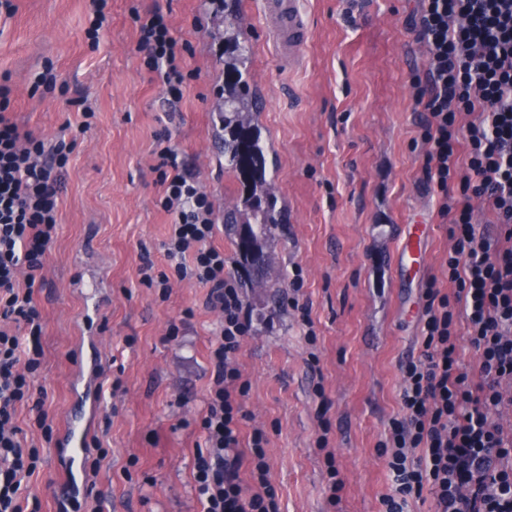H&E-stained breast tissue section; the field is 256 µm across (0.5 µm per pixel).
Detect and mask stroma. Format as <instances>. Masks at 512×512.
Instances as JSON below:
<instances>
[{
	"label": "stroma",
	"instance_id": "obj_1",
	"mask_svg": "<svg viewBox=\"0 0 512 512\" xmlns=\"http://www.w3.org/2000/svg\"><path fill=\"white\" fill-rule=\"evenodd\" d=\"M251 2L109 0L110 23L96 48L85 36L87 0H12L11 13L0 12L11 120L39 138L75 140L61 175L57 234L35 290L44 350L35 385L55 425L82 412L73 376L78 342L93 336L104 371L92 434L108 455H86L98 472L84 498L102 512H199L192 466L203 443L208 351L223 318L205 307L206 288L175 280L164 293L141 284L139 269L150 262L171 270L163 244L173 217L158 204L160 133L198 177L216 221L228 208L255 212L251 186L224 156L214 110L224 61L240 50L259 101L266 179L284 219L254 288L236 235L219 226L214 238L225 271L242 286L251 325L235 359L247 384L240 447L248 449L254 430L264 432L281 512H382L391 491L377 446L401 410L400 366L423 350L425 282L447 286L441 261L453 245L425 175V115L413 100L411 77L427 65L409 32L417 2L303 0L309 39L292 63L275 56ZM153 10L186 44L184 66L194 73L176 103L137 51L134 15ZM228 14L240 28L235 46L224 41ZM48 65L63 93L33 91ZM78 100L91 119L75 108ZM398 224L430 227L421 276L401 277L390 261ZM95 291L101 300L92 315ZM35 416L24 405L16 417L25 443L40 450L22 492L39 498L41 512H59L57 446Z\"/></svg>",
	"mask_w": 512,
	"mask_h": 512
}]
</instances>
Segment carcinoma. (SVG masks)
<instances>
[{
	"mask_svg": "<svg viewBox=\"0 0 512 512\" xmlns=\"http://www.w3.org/2000/svg\"><path fill=\"white\" fill-rule=\"evenodd\" d=\"M224 73V155L250 182L253 190L269 195L271 188L265 179L264 149L260 131L253 123V113L258 111L257 99L246 92V80L237 64H225ZM276 223L277 214L270 206L261 212L259 230L249 226L247 231L239 233L238 250L252 268L261 270L265 267L267 256L263 242L271 236Z\"/></svg>",
	"mask_w": 512,
	"mask_h": 512,
	"instance_id": "1",
	"label": "carcinoma"
}]
</instances>
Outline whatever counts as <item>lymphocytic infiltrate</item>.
Listing matches in <instances>:
<instances>
[{"label": "lymphocytic infiltrate", "instance_id": "f902f5d3", "mask_svg": "<svg viewBox=\"0 0 512 512\" xmlns=\"http://www.w3.org/2000/svg\"><path fill=\"white\" fill-rule=\"evenodd\" d=\"M411 30L427 54L425 75L412 84L426 114L425 174L441 196L440 215L452 219L453 245L442 265L453 291L443 293L434 277L422 291L423 351L401 367V412L378 445L392 481L383 505L407 512L427 489L437 512H512V433L499 422L512 408V0H418ZM137 50L166 92L181 98V49L161 12L140 19ZM10 105L11 88L1 82L0 512H40L38 500L21 493L39 451L25 446L16 414L32 404L37 427L51 435L53 419L34 395L43 357L34 294L57 233L58 174L73 145L21 133ZM158 158V203L176 217L164 244L173 267L156 276L144 266L141 281L163 289L173 278L197 282L207 290L206 307L224 318L210 352L205 447L195 451L192 469L201 512H280L266 478L264 433L254 432L249 452L239 448L246 386L235 356L250 324L238 284L224 272V252L213 244V204L174 145L161 147ZM475 198L491 222H475ZM459 309L479 358L477 382L456 368ZM246 464L257 485L251 494L241 479Z\"/></svg>", "mask_w": 512, "mask_h": 512}]
</instances>
